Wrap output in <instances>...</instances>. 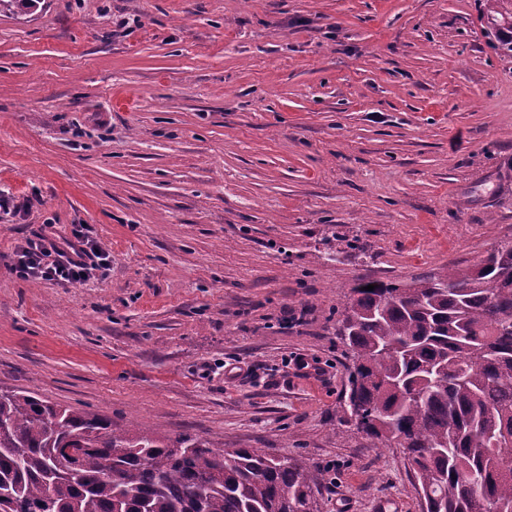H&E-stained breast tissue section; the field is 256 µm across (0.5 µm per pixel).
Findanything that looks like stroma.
Wrapping results in <instances>:
<instances>
[{
	"label": "stroma",
	"mask_w": 512,
	"mask_h": 512,
	"mask_svg": "<svg viewBox=\"0 0 512 512\" xmlns=\"http://www.w3.org/2000/svg\"><path fill=\"white\" fill-rule=\"evenodd\" d=\"M485 4L0 9V193L32 203L0 212V390L301 458L321 512H421L402 449L343 419L337 327L360 281L512 241V56ZM46 222L89 225L110 268L17 279L5 256Z\"/></svg>",
	"instance_id": "35a3bbf8"
}]
</instances>
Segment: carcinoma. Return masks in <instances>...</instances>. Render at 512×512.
Returning a JSON list of instances; mask_svg holds the SVG:
<instances>
[{"instance_id":"1","label":"carcinoma","mask_w":512,"mask_h":512,"mask_svg":"<svg viewBox=\"0 0 512 512\" xmlns=\"http://www.w3.org/2000/svg\"><path fill=\"white\" fill-rule=\"evenodd\" d=\"M482 14L512 54V0ZM351 289L346 421L416 467L422 512H512V241L411 285ZM120 472L102 476L106 465ZM319 512L303 460L112 428L0 391V512Z\"/></svg>"}]
</instances>
